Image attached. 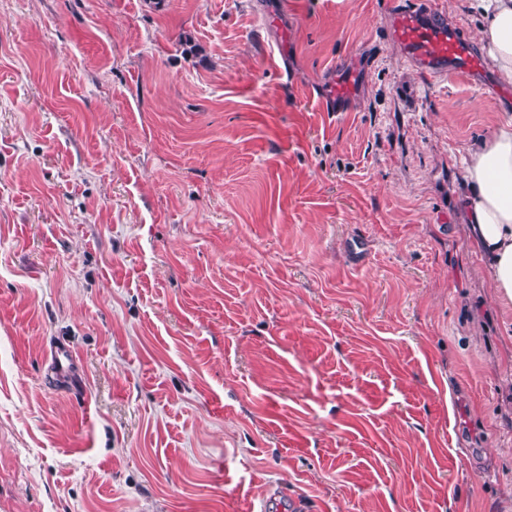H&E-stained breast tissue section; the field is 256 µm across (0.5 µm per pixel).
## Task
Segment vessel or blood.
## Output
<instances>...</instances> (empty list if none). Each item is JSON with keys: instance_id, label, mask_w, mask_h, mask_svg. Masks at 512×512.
Wrapping results in <instances>:
<instances>
[{"instance_id": "obj_1", "label": "vessel or blood", "mask_w": 512, "mask_h": 512, "mask_svg": "<svg viewBox=\"0 0 512 512\" xmlns=\"http://www.w3.org/2000/svg\"><path fill=\"white\" fill-rule=\"evenodd\" d=\"M391 29L406 57L426 77L461 75L475 86L489 87L487 60L459 29L449 27L434 0H409L394 13ZM354 83V74L339 77L322 101L324 110L343 111Z\"/></svg>"}]
</instances>
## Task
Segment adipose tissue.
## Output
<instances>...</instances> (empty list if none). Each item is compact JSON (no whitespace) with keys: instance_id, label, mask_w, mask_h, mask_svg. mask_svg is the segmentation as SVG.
Returning <instances> with one entry per match:
<instances>
[{"instance_id":"1","label":"adipose tissue","mask_w":512,"mask_h":512,"mask_svg":"<svg viewBox=\"0 0 512 512\" xmlns=\"http://www.w3.org/2000/svg\"><path fill=\"white\" fill-rule=\"evenodd\" d=\"M482 48L501 83L512 86V0H470ZM468 187L462 216L500 301L512 302V122L470 147L462 159Z\"/></svg>"}]
</instances>
